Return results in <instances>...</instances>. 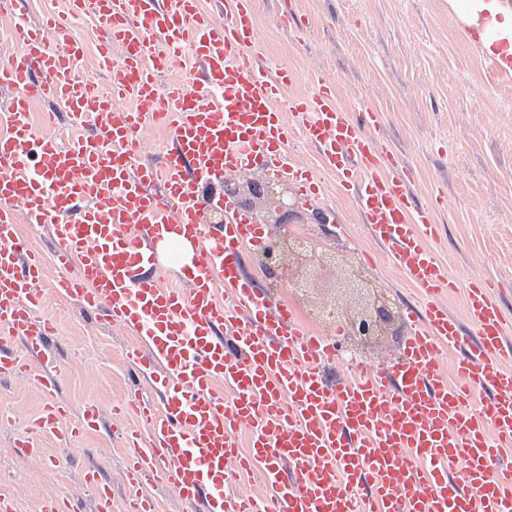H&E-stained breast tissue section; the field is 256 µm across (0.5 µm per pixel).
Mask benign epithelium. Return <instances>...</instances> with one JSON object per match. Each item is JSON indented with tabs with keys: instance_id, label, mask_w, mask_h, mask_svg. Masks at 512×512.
<instances>
[{
	"instance_id": "7a95c632",
	"label": "benign epithelium",
	"mask_w": 512,
	"mask_h": 512,
	"mask_svg": "<svg viewBox=\"0 0 512 512\" xmlns=\"http://www.w3.org/2000/svg\"><path fill=\"white\" fill-rule=\"evenodd\" d=\"M223 192L229 200H240L239 207L247 210L253 209L256 201L272 202V208L255 212V216L264 224H289L298 217V205L288 195V188L275 179L248 180L241 184L227 181ZM292 260L301 263V271L295 274V278L305 285L308 271L326 262L327 254L311 246L306 238L294 236L283 243L273 244L259 255L260 263L271 274ZM341 276L344 289L356 291L358 304L345 305L336 299L334 303L324 306L322 312L343 319L347 335L362 342H370L388 333L398 317L396 306L370 286L358 271L343 268Z\"/></svg>"
}]
</instances>
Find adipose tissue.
<instances>
[{"instance_id":"adipose-tissue-1","label":"adipose tissue","mask_w":512,"mask_h":512,"mask_svg":"<svg viewBox=\"0 0 512 512\" xmlns=\"http://www.w3.org/2000/svg\"><path fill=\"white\" fill-rule=\"evenodd\" d=\"M461 31L476 35L487 55L512 57V0H448Z\"/></svg>"}]
</instances>
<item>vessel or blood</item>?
<instances>
[{"mask_svg": "<svg viewBox=\"0 0 512 512\" xmlns=\"http://www.w3.org/2000/svg\"><path fill=\"white\" fill-rule=\"evenodd\" d=\"M66 4L16 22L8 37L17 50L0 66V88L14 92L0 109V377L35 382L43 397L19 447L37 457L36 436L65 446L100 420L91 404L80 427L63 424L56 326L39 314L45 264L20 232L25 222L50 227L55 294L133 336L124 356L163 398L139 401L145 432L125 437L124 512H156L143 489L152 478L202 512H512V461L501 455L512 446V329L486 280L466 294L475 340L449 312L456 284L432 247L433 209L414 197L381 112L341 107L327 81L293 94L299 75L266 58L251 0H221L212 14L200 0ZM90 8L102 24L99 64L113 73L108 90L75 78L81 44L47 42ZM188 56L199 90L175 83L157 96L158 76ZM37 101L49 105V131L71 129L67 143L35 135ZM150 125L168 127L172 144L163 160H136ZM297 132L422 294L400 355L352 379L329 376L335 340L304 330L246 276L262 226L222 192L225 175L261 168L315 199L319 180L287 152ZM218 210L224 223L208 221ZM163 243L191 248L186 290L159 283ZM16 336L20 354L4 347ZM445 349L456 354L454 383L438 369ZM219 382L232 402L214 395ZM243 471L259 473L261 495L229 491ZM83 481L97 512H112L111 482L94 469Z\"/></svg>", "mask_w": 512, "mask_h": 512, "instance_id": "1", "label": "vessel or blood"}]
</instances>
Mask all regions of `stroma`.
Returning <instances> with one entry per match:
<instances>
[{
  "mask_svg": "<svg viewBox=\"0 0 512 512\" xmlns=\"http://www.w3.org/2000/svg\"><path fill=\"white\" fill-rule=\"evenodd\" d=\"M293 26H282L281 0H255L257 35L267 56L300 76L292 91L313 94L317 78L335 82L336 98L346 108L365 100L383 116V132L412 172L411 190L420 201L442 195L435 210L438 239L433 248L460 290L447 299L448 309L464 318V288L475 280L498 283L504 313L512 318V74L502 77L491 57L464 39L448 10V0H293ZM100 23L89 14L69 24L66 34L49 43L85 44L78 79L98 84L112 74L95 61ZM292 155L322 181L324 193L314 209L331 219L316 224L265 225L267 241L290 234L309 237L361 267L365 276L395 304L399 316L387 335L354 348L366 365L394 360L408 336V308L419 292L398 272L387 251L362 224L352 198L342 193L333 173L324 169L316 150L292 141ZM250 250L246 270L274 301L287 303L299 323L328 331L314 306L333 302L339 271L327 265L311 276L306 293L296 292L287 273L267 274ZM349 301V294L339 296ZM42 315L57 322L54 340L64 377L59 388L68 404L65 425L79 426L87 405H97V428L73 438L65 448L45 440V453L34 458L16 443L26 435L43 398L31 384L0 380V496L12 497L15 512H36L40 499L58 493L78 498L94 512L95 491L81 475L96 468L112 482L115 507L127 488L123 433L135 426L133 415L116 418L112 408L133 401L131 373L122 353L129 337L120 327L81 314L75 303L46 297Z\"/></svg>",
  "mask_w": 512,
  "mask_h": 512,
  "instance_id": "1",
  "label": "stroma"
}]
</instances>
